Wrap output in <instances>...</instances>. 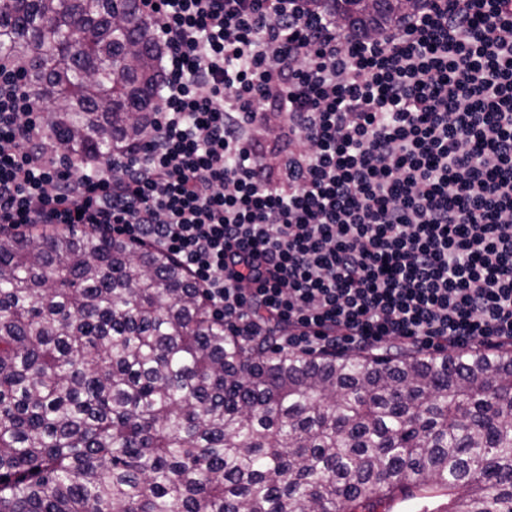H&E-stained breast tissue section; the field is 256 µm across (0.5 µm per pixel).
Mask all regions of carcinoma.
I'll use <instances>...</instances> for the list:
<instances>
[{"label": "carcinoma", "mask_w": 512, "mask_h": 512, "mask_svg": "<svg viewBox=\"0 0 512 512\" xmlns=\"http://www.w3.org/2000/svg\"><path fill=\"white\" fill-rule=\"evenodd\" d=\"M367 34L416 0H315ZM139 0H7L0 54L56 107L46 147L149 139ZM512 512V350L306 355L243 344L161 251L0 236V512Z\"/></svg>", "instance_id": "carcinoma-1"}]
</instances>
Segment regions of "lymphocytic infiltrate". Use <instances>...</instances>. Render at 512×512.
Returning a JSON list of instances; mask_svg holds the SVG:
<instances>
[{
	"label": "lymphocytic infiltrate",
	"instance_id": "lymphocytic-infiltrate-1",
	"mask_svg": "<svg viewBox=\"0 0 512 512\" xmlns=\"http://www.w3.org/2000/svg\"><path fill=\"white\" fill-rule=\"evenodd\" d=\"M153 135L66 163L0 55V235L169 253L240 340L512 346V0L362 36L310 0H152Z\"/></svg>",
	"mask_w": 512,
	"mask_h": 512
}]
</instances>
